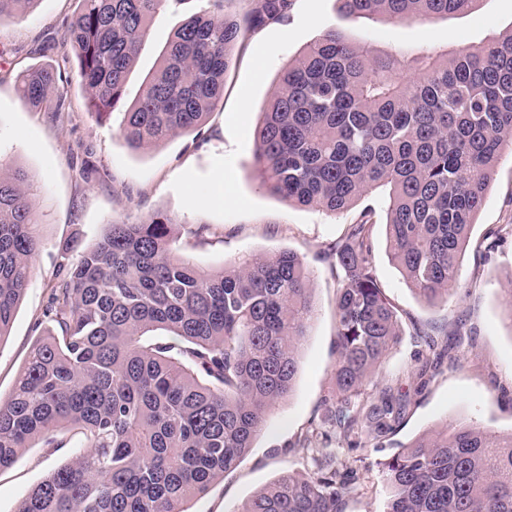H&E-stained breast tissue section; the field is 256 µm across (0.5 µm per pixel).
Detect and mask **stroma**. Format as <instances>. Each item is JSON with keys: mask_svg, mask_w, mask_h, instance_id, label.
Segmentation results:
<instances>
[{"mask_svg": "<svg viewBox=\"0 0 512 512\" xmlns=\"http://www.w3.org/2000/svg\"><path fill=\"white\" fill-rule=\"evenodd\" d=\"M78 0H36L27 12L0 20V161L27 171L31 200L43 214L36 232L42 247L8 336L0 341V395L8 396L37 338L50 288L61 264H75L115 221L137 222L151 213L174 226L177 252L219 269L249 255L296 252L312 280L316 315L298 356L291 395L267 416L263 433L241 462L191 504L192 512H238L242 504L285 472L311 471L310 448L333 450L356 480L343 512H384L388 491L382 465L398 447L452 420L488 430L512 428V324L504 317L512 286V151L499 161L484 205L460 259L458 287L447 302L427 305L406 284L386 245L387 189H377L339 213L299 206L260 186L254 161L257 129L285 68L324 32L376 52L419 55L479 46L512 30V0H479L463 15L425 22L367 20L346 14L340 0H292L287 18L254 30L242 27L224 74V95L205 125L157 147L134 150L119 132L122 109L90 112L76 61H65L63 32ZM199 0H171L151 23L150 35L129 75L124 101L140 94L144 78L175 30L199 11ZM50 63L59 73L62 112L24 105L17 79L30 66ZM371 207L372 261L401 321L402 336L364 395L376 383L399 384L405 408L392 433L363 430L361 445L326 440L336 364L338 284L328 250ZM464 318L462 337L443 336ZM451 346L453 362H434L433 346ZM426 367L424 382L407 373ZM66 447L26 449L0 471V512L18 501L80 445L62 431Z\"/></svg>", "mask_w": 512, "mask_h": 512, "instance_id": "1", "label": "stroma"}]
</instances>
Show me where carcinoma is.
<instances>
[{"label":"carcinoma","mask_w":512,"mask_h":512,"mask_svg":"<svg viewBox=\"0 0 512 512\" xmlns=\"http://www.w3.org/2000/svg\"><path fill=\"white\" fill-rule=\"evenodd\" d=\"M168 0H80L63 34L88 108L112 111ZM124 112L139 150L201 127L224 91L241 23L282 21L290 0H205ZM361 18L424 21L477 0H341ZM18 91L47 109L56 71L23 72ZM512 146V31L481 47L409 59L381 56L328 31L282 74L257 133L262 186L294 204L342 211L390 187L391 259L426 303L448 299L504 147ZM40 215L28 175L0 163V341L30 281ZM373 211L336 242L339 288L334 427L349 447L363 429L393 431L404 400L386 385L350 402L402 334L372 264ZM310 273L283 250L206 270L176 253L172 224L150 214L110 224L74 266H61L40 334L11 394L0 397V469L37 441L57 452L68 429L84 447L48 471L16 512H191L235 468L294 388L314 316ZM384 512H512V430L453 421L383 463ZM352 475L332 454L283 474L239 512H342Z\"/></svg>","instance_id":"obj_1"}]
</instances>
